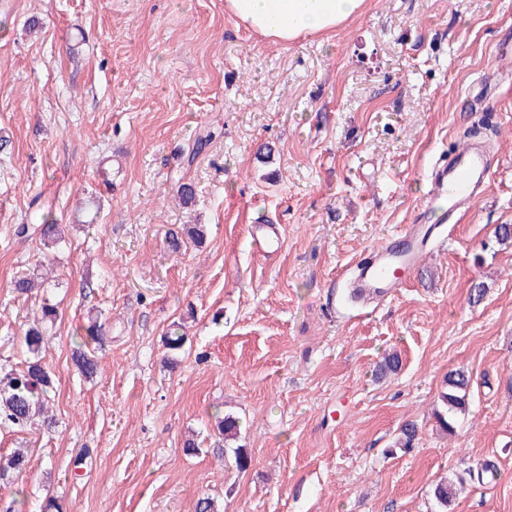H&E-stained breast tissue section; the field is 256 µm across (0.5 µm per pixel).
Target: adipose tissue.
<instances>
[{
    "label": "adipose tissue",
    "mask_w": 512,
    "mask_h": 512,
    "mask_svg": "<svg viewBox=\"0 0 512 512\" xmlns=\"http://www.w3.org/2000/svg\"><path fill=\"white\" fill-rule=\"evenodd\" d=\"M365 0H225L236 23L272 42L288 44L336 29L359 15Z\"/></svg>",
    "instance_id": "ef3b65f1"
}]
</instances>
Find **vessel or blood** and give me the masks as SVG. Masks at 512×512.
Wrapping results in <instances>:
<instances>
[{
  "label": "vessel or blood",
  "instance_id": "vessel-or-blood-1",
  "mask_svg": "<svg viewBox=\"0 0 512 512\" xmlns=\"http://www.w3.org/2000/svg\"><path fill=\"white\" fill-rule=\"evenodd\" d=\"M491 178V168L477 143L455 151L447 159L436 163L430 176L431 189L424 199V208H433L437 201L448 204L446 219H454L467 210L475 196ZM256 250L272 254L281 245L277 225L265 224L252 232ZM430 246V235L422 223L406 225L398 242H390L369 252L358 264L350 287L363 293L374 289L402 287L404 277L416 265L419 256Z\"/></svg>",
  "mask_w": 512,
  "mask_h": 512
}]
</instances>
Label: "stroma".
<instances>
[{
  "label": "stroma",
  "instance_id": "stroma-1",
  "mask_svg": "<svg viewBox=\"0 0 512 512\" xmlns=\"http://www.w3.org/2000/svg\"><path fill=\"white\" fill-rule=\"evenodd\" d=\"M507 29L512 0H367L281 46L224 0H0V368L25 367L43 301L59 311L41 353L56 426L0 429V456L34 459L0 480V512H436L442 479L464 482L448 512H512ZM479 125L493 175L446 246L395 292L351 299L359 259L414 223L432 167ZM47 211L64 240L46 257ZM258 222L279 225L276 255L255 251ZM192 224L202 244L171 252ZM43 261L53 286L17 294ZM99 313L88 378L72 338ZM388 350L401 369L377 377ZM456 368L472 385L449 435L434 412ZM219 415L239 419L247 471L209 454ZM479 460L491 483L466 480Z\"/></svg>",
  "mask_w": 512,
  "mask_h": 512
}]
</instances>
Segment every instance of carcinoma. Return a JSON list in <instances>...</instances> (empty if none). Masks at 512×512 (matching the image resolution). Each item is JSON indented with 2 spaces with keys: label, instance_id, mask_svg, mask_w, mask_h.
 Wrapping results in <instances>:
<instances>
[{
  "label": "carcinoma",
  "instance_id": "obj_1",
  "mask_svg": "<svg viewBox=\"0 0 512 512\" xmlns=\"http://www.w3.org/2000/svg\"><path fill=\"white\" fill-rule=\"evenodd\" d=\"M40 240L47 249L56 247L63 236L55 219L49 215L40 217ZM58 311L51 304L41 306V317L26 330L24 342L33 359L28 361L25 368L20 370L0 369V427L25 428L40 422V426L52 429L56 421L44 415V404L49 398L52 379L42 365L38 354L47 341V324L55 322ZM72 360L82 374L93 376L96 373L98 361L87 348L78 345L72 352ZM471 375L464 369H456L448 373L447 391L441 394L446 413L437 414L440 425L448 432L455 429V415L466 410ZM238 421L227 415L217 420L218 435L224 444L212 449L213 454L224 457L228 453L226 442L237 438ZM32 467V460L23 453L16 451L10 456L0 457V476L13 473L17 476ZM454 484L441 481L435 485L434 497L439 506L438 512H447L448 502L453 497Z\"/></svg>",
  "mask_w": 512,
  "mask_h": 512
}]
</instances>
